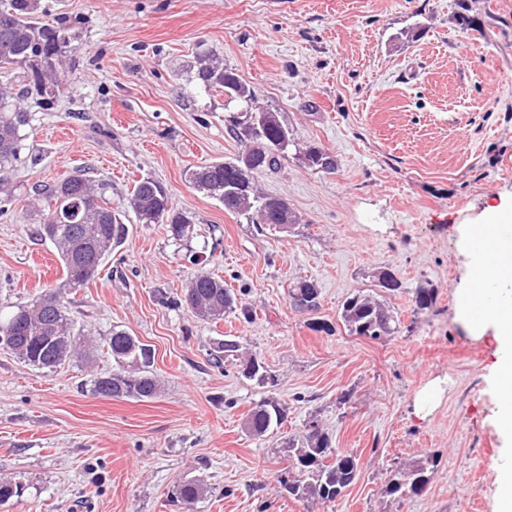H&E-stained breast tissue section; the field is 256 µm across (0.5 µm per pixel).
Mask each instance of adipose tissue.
Segmentation results:
<instances>
[{
	"instance_id": "adipose-tissue-1",
	"label": "adipose tissue",
	"mask_w": 512,
	"mask_h": 512,
	"mask_svg": "<svg viewBox=\"0 0 512 512\" xmlns=\"http://www.w3.org/2000/svg\"><path fill=\"white\" fill-rule=\"evenodd\" d=\"M512 223V206L491 211L484 223L469 225L465 248L472 269L495 261L496 288L483 305H475V289L460 291L459 319L474 333L494 329L501 341V358L495 372L498 401V427L504 439L512 440V239L500 234L502 225Z\"/></svg>"
}]
</instances>
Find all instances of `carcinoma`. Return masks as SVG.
Masks as SVG:
<instances>
[{
	"label": "carcinoma",
	"instance_id": "1",
	"mask_svg": "<svg viewBox=\"0 0 512 512\" xmlns=\"http://www.w3.org/2000/svg\"><path fill=\"white\" fill-rule=\"evenodd\" d=\"M38 9L39 0H0V74H14L21 82L16 94L0 86V193L8 192L30 125V113L20 106V98L34 91L51 102L67 90L63 59L73 50L75 34L63 21L55 25L38 21ZM195 78L206 88L232 89L234 99L251 107L266 139L251 141L241 134L236 122L224 119L227 134L253 156L255 171L248 179V189L230 191L241 179L237 158L189 168L184 173L186 181L220 201L225 211L245 220L257 233L283 232V225L297 223L296 215L283 199L259 192L256 178L288 158V126L278 113L252 106L251 89L236 70L202 55ZM306 164L326 172L335 169V161L317 147L306 150ZM36 201L32 212L39 217L37 235L56 249L65 281L60 288L46 289L31 303L0 314V349L15 354L27 365L51 369L72 360L76 354L90 358L87 334L76 328L61 288L74 290L95 279L105 257L126 241L129 226L125 223L126 211L109 206L100 187L83 169L77 168L55 184L37 189ZM79 204L81 223L67 224L58 218L60 213ZM128 208L140 224L167 225L176 242L185 240L193 224L191 217L172 210L168 191L148 178L135 185ZM172 303L197 318L215 323L226 314H234L240 321L252 319L251 309L238 306L236 295L224 287V280L207 272L197 275ZM341 319L350 334L370 339L390 336L398 330L393 310L359 293L344 301ZM106 343L116 368L90 379L92 394L108 397L121 391L126 399L155 398L161 384L150 371L151 350L124 330H112ZM239 350L236 339L217 343L214 364H223ZM239 367L243 377L262 386L275 383L274 377L253 356L240 361ZM284 418L285 409L280 403L262 399L249 411L245 430L261 438ZM283 450L289 465L277 475V482L288 497L297 501H335L358 475L359 459L351 452L333 447L328 436L313 423L303 438H288ZM432 467L433 460L426 458L407 469L395 470L388 478L386 493L400 498L421 494ZM206 492L204 481L194 479L178 487L176 498L184 512H194V506Z\"/></svg>",
	"mask_w": 512,
	"mask_h": 512
}]
</instances>
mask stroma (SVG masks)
<instances>
[{"instance_id": "35a3bbf8", "label": "stroma", "mask_w": 512, "mask_h": 512, "mask_svg": "<svg viewBox=\"0 0 512 512\" xmlns=\"http://www.w3.org/2000/svg\"><path fill=\"white\" fill-rule=\"evenodd\" d=\"M67 19L78 50L70 89L23 102L31 129L0 203V305H24L60 282L62 266L24 204L39 184L77 167L125 207L151 178L194 221L175 244L160 224H131L98 277L78 288L71 316L92 335L87 362L38 369L0 350V479L21 493L0 512H182L185 480L209 491L196 512H497L506 443L494 377L500 339L473 338L455 318L468 278L464 225L512 202V0H41ZM215 53L278 113L298 148L330 154L334 171L296 152L260 174L299 222L257 234L185 181L187 168L236 157L224 130L241 105L194 78ZM201 252L191 262L188 250ZM394 272L401 289L379 288ZM222 278L252 322L213 323L170 306L197 274ZM307 280L319 309L295 307ZM434 291L417 308L419 287ZM373 296L398 314V333L351 335L347 296ZM322 329H313V322ZM149 345L162 390L151 400L91 395L111 372L112 329ZM238 337L276 383L216 368L210 354ZM442 395L424 413L430 382ZM286 409L265 437L244 422L260 400ZM316 423L356 455L357 479L331 503H301L276 481L280 446ZM432 456L426 489L386 494L391 471Z\"/></svg>"}]
</instances>
